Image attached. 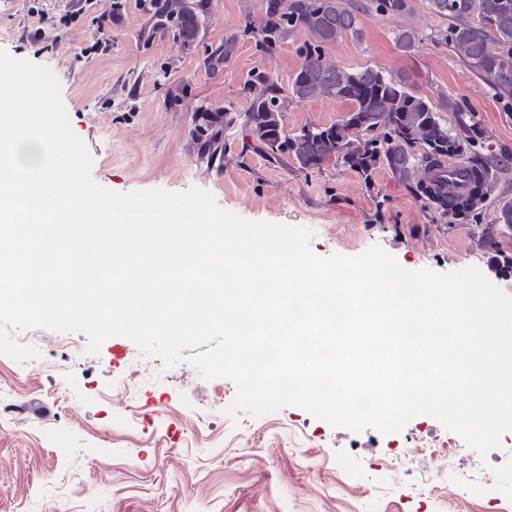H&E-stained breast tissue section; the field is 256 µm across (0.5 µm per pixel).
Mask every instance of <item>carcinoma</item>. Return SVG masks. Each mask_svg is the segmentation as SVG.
<instances>
[{
  "label": "carcinoma",
  "instance_id": "obj_1",
  "mask_svg": "<svg viewBox=\"0 0 512 512\" xmlns=\"http://www.w3.org/2000/svg\"><path fill=\"white\" fill-rule=\"evenodd\" d=\"M368 9L385 16L407 17L412 0H367ZM431 13L448 20L433 42L448 47L463 63L486 78L498 103L512 110V0H427ZM360 6L342 0H263L262 15L248 21L243 34L266 54L277 51L299 32L307 35L297 47L300 64L288 83L287 95L267 74L256 76L254 95L241 117L253 147L276 158L289 155L303 170L322 168L335 161L364 176L371 185L374 172L384 166L399 180L417 178V191L443 214L467 218L479 209L490 187L492 163L475 152L480 128L464 103L444 97L440 106L414 94L404 74L392 76L372 66L348 68L329 59V49L344 37L362 40ZM200 0H160L151 9L154 29L172 33L181 45H194L203 27ZM478 22H473V19ZM240 35L224 37V44L209 58L215 71L236 53ZM419 41L405 27L394 36L396 48L408 52ZM299 102L340 99L350 110L330 125H308L292 137L282 134L281 112L285 97ZM456 114V126L443 123L438 110ZM201 123L193 135L202 145L201 158L220 153L217 124H231L229 112L198 108ZM453 158L456 169L469 181L467 197L448 194V168L442 160ZM496 237L483 241L491 254L495 274L512 271V205L501 208Z\"/></svg>",
  "mask_w": 512,
  "mask_h": 512
}]
</instances>
